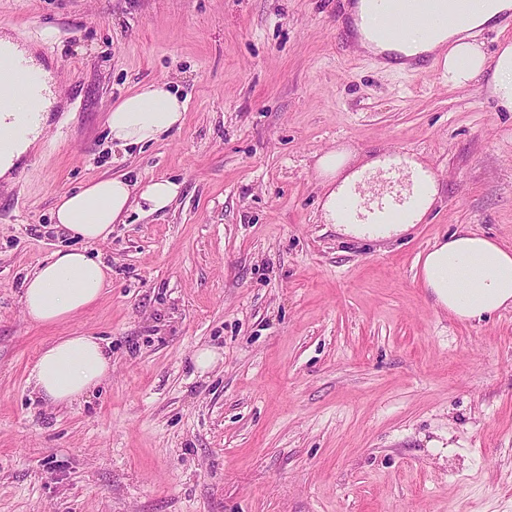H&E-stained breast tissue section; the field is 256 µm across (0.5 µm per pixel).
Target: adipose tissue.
<instances>
[{
  "instance_id": "ef3b65f1",
  "label": "adipose tissue",
  "mask_w": 512,
  "mask_h": 512,
  "mask_svg": "<svg viewBox=\"0 0 512 512\" xmlns=\"http://www.w3.org/2000/svg\"><path fill=\"white\" fill-rule=\"evenodd\" d=\"M470 11L458 25H415L401 32L399 44L378 39L388 25L376 0H357L350 13L362 23L356 38L378 58L393 51L427 54L441 69V79L461 87L490 74L489 87L500 108L512 112V39L486 55L475 30L494 28L512 0H468ZM55 97L36 102L15 97L11 109L0 114V181L10 182L18 163L39 142L50 119ZM186 105L168 82L142 86L109 112V136L117 146L150 144L184 122ZM344 149L318 156L321 179L320 210L324 223L338 232L367 240H390L423 223L439 195L436 173L415 155L383 152L361 165ZM179 193L177 183L161 178L129 182L120 177L99 179L62 194L53 211L56 228L77 246L55 251L23 279L22 303L26 319L35 325L68 320L102 296L108 267L87 246L108 240L113 224L131 210L157 213L167 209ZM381 226H374V217ZM421 282L436 304L458 319L480 321L512 307V249L464 228L437 242L423 258ZM112 372V355L95 336H62L47 344L29 371L33 393L45 400L70 405L101 385Z\"/></svg>"
}]
</instances>
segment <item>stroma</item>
<instances>
[{"label":"stroma","mask_w":512,"mask_h":512,"mask_svg":"<svg viewBox=\"0 0 512 512\" xmlns=\"http://www.w3.org/2000/svg\"><path fill=\"white\" fill-rule=\"evenodd\" d=\"M343 9L0 0L64 92L0 188V512H512V309L464 322L420 280L459 227L512 246V112L483 82L378 69ZM165 79L181 128L115 146L108 112ZM343 146L428 161L426 222L385 242L322 223L314 156ZM118 173L180 192L91 246L112 269L94 306L29 323L23 278L75 244L59 196ZM80 333L108 343L112 375L49 404L28 371Z\"/></svg>","instance_id":"1"}]
</instances>
